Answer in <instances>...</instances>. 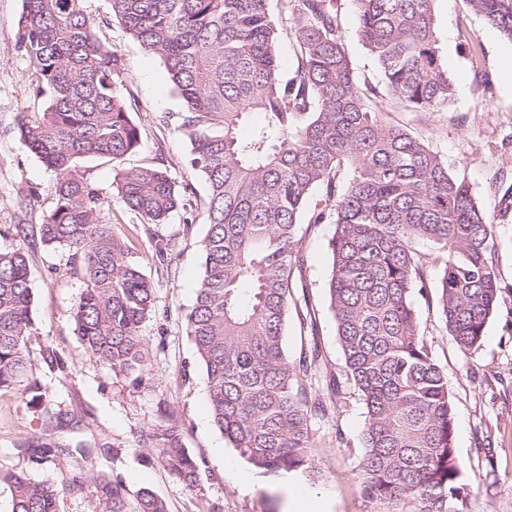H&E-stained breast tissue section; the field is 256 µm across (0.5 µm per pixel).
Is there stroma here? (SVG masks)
Returning a JSON list of instances; mask_svg holds the SVG:
<instances>
[{
  "instance_id": "35a3bbf8",
  "label": "stroma",
  "mask_w": 512,
  "mask_h": 512,
  "mask_svg": "<svg viewBox=\"0 0 512 512\" xmlns=\"http://www.w3.org/2000/svg\"><path fill=\"white\" fill-rule=\"evenodd\" d=\"M98 23L100 39L126 59L125 84L130 112L142 130V145L120 162L86 158L79 174L103 193L113 194L120 170L146 165L167 167L186 186L188 204L156 234L174 245L171 262L159 263L145 228L135 216L113 205L106 219L125 236L152 283L158 310L146 321L150 359L141 380L90 360L69 318L83 280L73 273L65 251L44 245L39 227L56 200L54 173L16 137L20 113L39 112L46 99L37 95L33 70L15 46L22 0H0V247L14 243L15 227H27L37 331L29 344L35 375L46 386L42 402L0 392V468L32 470L64 487L61 512H99L97 500L70 483L81 473L121 481L128 500L147 488L164 499L169 512H289L284 481L263 477L228 446L208 408V383L195 346L185 331L197 282L203 271L200 241L206 232L202 176L185 161L188 144L165 116L182 110L160 61L149 55L108 16L107 0H83ZM342 42L359 81L382 85V74L364 47L351 0H342ZM434 23L444 69L455 87L447 107L409 112L396 100L381 98L383 118L407 129L443 156L450 171L470 183L477 202L497 211L496 269L501 287L480 348L459 351L445 331L434 303L414 295L418 314L436 362L448 375L456 412V449L468 477L479 490L484 512H512V209L500 213V199L512 184V43L473 12L466 0H434ZM481 66L473 68L472 52ZM330 223L308 229L303 239V273L311 303L318 311L317 341L332 366L342 364L334 322L324 304L328 281ZM62 411L80 420L82 429L55 433L53 456L32 466L16 454V442L40 436L46 412ZM173 418L183 441L200 464L191 488L159 464L140 437L155 424ZM364 415L357 397L344 400L335 419L314 421L321 439L315 464L319 482L306 491L321 500L324 512H367L356 466L361 454ZM348 438L337 446L335 430Z\"/></svg>"
}]
</instances>
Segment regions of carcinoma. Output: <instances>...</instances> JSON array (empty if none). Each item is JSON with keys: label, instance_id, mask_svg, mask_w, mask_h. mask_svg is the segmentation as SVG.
Returning <instances> with one entry per match:
<instances>
[{"label": "carcinoma", "instance_id": "1", "mask_svg": "<svg viewBox=\"0 0 512 512\" xmlns=\"http://www.w3.org/2000/svg\"><path fill=\"white\" fill-rule=\"evenodd\" d=\"M112 19L164 65L183 105L177 131L207 185L203 273L185 317L208 380L213 422L238 455L263 474L319 480L315 419L355 393L364 425L358 463L372 512H481L455 449V407L412 297L436 303L456 346L471 354L498 303L496 215L469 183L406 129L381 117L377 87L359 83L339 35L341 0H284L296 28L293 77L278 72L279 23L269 0H107ZM358 31L407 110L434 111L454 94L439 56L434 0H352ZM512 42V0H466ZM16 43L47 106L17 123L20 143L56 174L55 208L42 243L68 252L84 288L70 312L91 360L142 378L145 322L154 288L131 247L106 222L119 201L142 224L167 223L186 206V188L159 166L123 169L106 196L77 173L84 158L121 161L141 144L123 84L120 50L103 42L82 0H22ZM263 121L248 129L249 114ZM322 191L315 224L328 240L326 304L342 367L318 345L290 356L289 321L317 335L303 281L305 209ZM0 248V391L42 398L28 344L34 293L27 233ZM437 249L420 255L414 243ZM159 261L170 242L149 235ZM19 443L40 465L48 437ZM161 466L189 487L199 463L171 419L142 435ZM11 512H60L62 489L31 471H2ZM100 512H168L143 491L134 508L123 485L102 475L72 480Z\"/></svg>", "mask_w": 512, "mask_h": 512}]
</instances>
